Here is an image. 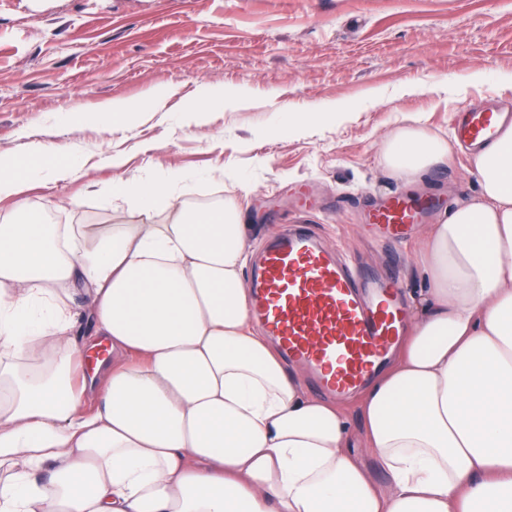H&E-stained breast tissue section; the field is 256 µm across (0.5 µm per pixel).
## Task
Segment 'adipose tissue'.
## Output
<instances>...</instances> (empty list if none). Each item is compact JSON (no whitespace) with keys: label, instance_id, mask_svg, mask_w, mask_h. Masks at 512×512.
<instances>
[{"label":"adipose tissue","instance_id":"adipose-tissue-1","mask_svg":"<svg viewBox=\"0 0 512 512\" xmlns=\"http://www.w3.org/2000/svg\"><path fill=\"white\" fill-rule=\"evenodd\" d=\"M452 150L414 123L381 162L409 182ZM473 165L479 193L425 232L429 286L359 432L257 331L233 201L188 202L169 175L112 185L164 202L162 224L1 220L0 512H512V128ZM79 318L110 347L81 375Z\"/></svg>","mask_w":512,"mask_h":512}]
</instances>
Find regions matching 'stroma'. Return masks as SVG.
Segmentation results:
<instances>
[{"label":"stroma","instance_id":"stroma-1","mask_svg":"<svg viewBox=\"0 0 512 512\" xmlns=\"http://www.w3.org/2000/svg\"><path fill=\"white\" fill-rule=\"evenodd\" d=\"M210 87L234 107L185 121ZM112 100L132 106L129 127L91 120ZM484 100L512 109V0H0V157L20 176L35 143L77 152L71 176L22 194L61 224L140 223L111 183L174 169L185 197L238 204L257 227L251 250L302 221L414 294L426 226L372 241L365 205L394 191L432 198L436 224L479 184L459 150L418 182L397 180L382 143L406 117L451 139L458 113ZM285 108L317 118L281 130Z\"/></svg>","mask_w":512,"mask_h":512}]
</instances>
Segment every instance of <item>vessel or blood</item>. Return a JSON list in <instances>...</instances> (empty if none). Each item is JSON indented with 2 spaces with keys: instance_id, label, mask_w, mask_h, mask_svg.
I'll use <instances>...</instances> for the list:
<instances>
[{
  "instance_id": "1",
  "label": "vessel or blood",
  "mask_w": 512,
  "mask_h": 512,
  "mask_svg": "<svg viewBox=\"0 0 512 512\" xmlns=\"http://www.w3.org/2000/svg\"><path fill=\"white\" fill-rule=\"evenodd\" d=\"M512 113L462 112L455 136L476 144L496 138ZM431 204L393 194L369 215L374 237L403 239ZM252 310L288 359L308 366L316 388L341 398L376 370L405 329L399 283L365 272L316 239L305 225L270 239L245 282Z\"/></svg>"
}]
</instances>
